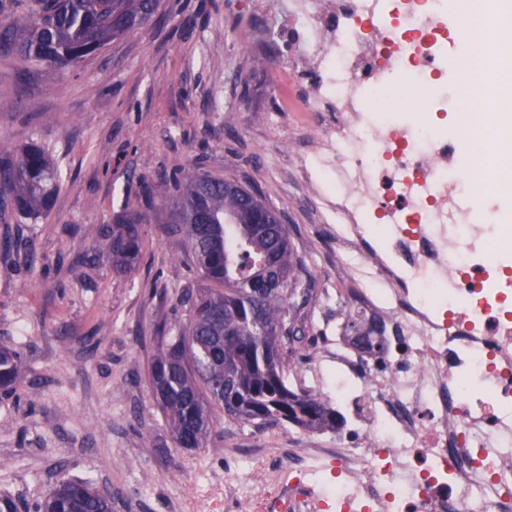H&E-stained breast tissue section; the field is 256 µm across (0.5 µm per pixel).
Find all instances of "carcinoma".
Wrapping results in <instances>:
<instances>
[{
	"label": "carcinoma",
	"instance_id": "obj_1",
	"mask_svg": "<svg viewBox=\"0 0 512 512\" xmlns=\"http://www.w3.org/2000/svg\"><path fill=\"white\" fill-rule=\"evenodd\" d=\"M158 0H0V55L19 54L61 71L76 68L110 41L146 24ZM229 179L197 165L174 172L165 189L144 192V206L124 209L104 228L105 254L126 271L146 248L143 225L156 210L167 234L183 237L202 286L188 288L178 305L188 322L154 357L149 381L176 446L201 448L217 412L240 425L289 423L311 431L336 430V407L288 385L303 329L290 311L306 304L304 270L287 225L260 224L281 213L250 190L229 193ZM58 175L43 148L30 144L0 156V218L7 210L32 217L50 211ZM345 327L371 355L384 353L374 329L353 313ZM22 358L0 349V389L13 387ZM34 512H112V499L87 482L62 481Z\"/></svg>",
	"mask_w": 512,
	"mask_h": 512
}]
</instances>
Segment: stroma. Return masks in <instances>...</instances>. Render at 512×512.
Segmentation results:
<instances>
[{
	"instance_id": "stroma-1",
	"label": "stroma",
	"mask_w": 512,
	"mask_h": 512,
	"mask_svg": "<svg viewBox=\"0 0 512 512\" xmlns=\"http://www.w3.org/2000/svg\"><path fill=\"white\" fill-rule=\"evenodd\" d=\"M164 20L110 43L74 72L0 57V148L40 145L60 175L47 217L0 223V346L22 372L0 390V498L16 512L61 481H90L112 512H262L270 470L296 426L216 424L204 447L177 448L148 372L159 329L187 320L177 307L195 281L181 239L162 215L129 272L102 253L99 227L140 203L144 182L202 161L257 189L283 214L312 292L297 321L316 353L358 306L336 265V242L315 222L287 168L295 145L268 133L281 58L250 52L273 23L245 0H160ZM37 104L20 108V99Z\"/></svg>"
}]
</instances>
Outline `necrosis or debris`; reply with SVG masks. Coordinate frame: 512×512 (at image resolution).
I'll use <instances>...</instances> for the list:
<instances>
[{
	"label": "necrosis or debris",
	"instance_id": "obj_1",
	"mask_svg": "<svg viewBox=\"0 0 512 512\" xmlns=\"http://www.w3.org/2000/svg\"><path fill=\"white\" fill-rule=\"evenodd\" d=\"M277 16V110L315 218L377 317L303 379L345 419L303 431L267 512H512V97L449 36L457 0H248ZM480 87L487 109H457ZM345 327L350 335L356 336L355 340L359 342L371 355H382L384 345L382 342H376L371 339L374 335V329L370 328L363 319L354 313L346 312Z\"/></svg>",
	"mask_w": 512,
	"mask_h": 512
}]
</instances>
